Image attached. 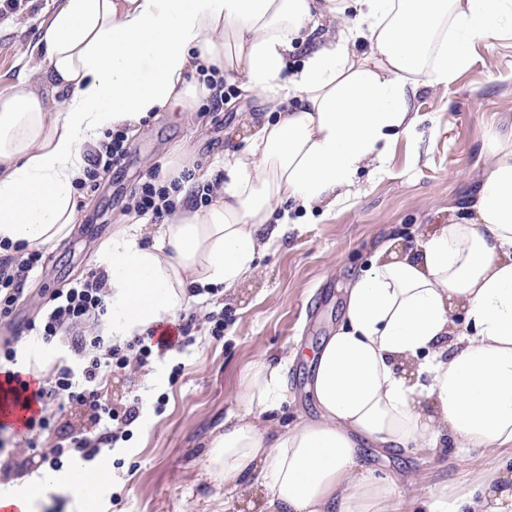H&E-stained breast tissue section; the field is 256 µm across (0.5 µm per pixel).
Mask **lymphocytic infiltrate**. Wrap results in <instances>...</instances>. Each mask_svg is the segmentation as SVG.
Masks as SVG:
<instances>
[{"label":"lymphocytic infiltrate","instance_id":"f902f5d3","mask_svg":"<svg viewBox=\"0 0 512 512\" xmlns=\"http://www.w3.org/2000/svg\"><path fill=\"white\" fill-rule=\"evenodd\" d=\"M125 131L105 132L102 150L95 152L79 182L80 189L94 190L99 181L121 170L126 155ZM182 189L180 180L161 179L159 169L147 172L142 183L134 189L127 209L137 216L150 217L159 223L179 207L178 195ZM42 255L36 251L11 252L0 255V320L12 316L22 300L29 279L39 268ZM108 312V293L104 272L92 273L88 279L75 283L67 290L51 294L46 301L40 322L34 331L42 341L50 343L68 333L71 348L80 357L82 365L73 368L58 366L51 374L39 381L31 396L37 406L28 419L29 431L37 436L53 431V421L58 413L71 407H79L90 421V432L72 437L69 444L55 443L42 450L41 458L52 467H59L64 455L72 453L83 459L97 456L102 445L112 443L122 436L125 427L140 416L143 402L135 398L123 409L112 408L103 402L97 385L103 372L112 366H148L153 350L168 351L186 343L193 330L207 324L211 335L224 333V313L213 310L205 318L196 314L180 317L177 324L165 332H149L148 336L136 337L134 342L119 346L105 343L101 336L87 335L86 322L101 320Z\"/></svg>","mask_w":512,"mask_h":512}]
</instances>
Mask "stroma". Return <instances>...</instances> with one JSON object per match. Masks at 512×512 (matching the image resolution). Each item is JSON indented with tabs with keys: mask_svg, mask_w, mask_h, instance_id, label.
I'll use <instances>...</instances> for the list:
<instances>
[{
	"mask_svg": "<svg viewBox=\"0 0 512 512\" xmlns=\"http://www.w3.org/2000/svg\"><path fill=\"white\" fill-rule=\"evenodd\" d=\"M62 4L19 0L0 13V94L32 73L35 45ZM471 53V65L454 83L418 86L412 106L421 123L390 145L382 168L358 171L355 197L309 213L291 210L292 229L259 257L255 275L228 291L192 297L188 308L200 317L223 306L222 336L200 328L183 347L153 353L148 367L103 376L101 392L114 408L135 395L147 397L148 406L96 456L107 478L90 497L67 485L48 494L40 512H259V493L227 494L209 474L210 441L227 418L244 414L243 377L264 356L287 360L281 424L317 417L307 391L312 361L344 319L350 281L369 267L380 239L413 240L445 223L449 208L471 194L490 144L512 141V34L491 44L473 38ZM275 118L264 101L239 97L228 82L217 111H166L128 129L122 170L85 194L71 234L43 249V266L14 321H0V337L39 320L46 291L65 290L100 270L113 226L136 221L125 211L130 192L149 169L172 161L173 147L188 151L194 169L216 173L225 152L244 147L251 128ZM360 456L376 474L397 480L405 512H427L426 501L442 484L469 481L483 461L478 450L462 458L364 448Z\"/></svg>",
	"mask_w": 512,
	"mask_h": 512,
	"instance_id": "stroma-1",
	"label": "stroma"
}]
</instances>
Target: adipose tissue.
I'll return each instance as SVG.
<instances>
[{"instance_id": "ef3b65f1", "label": "adipose tissue", "mask_w": 512, "mask_h": 512, "mask_svg": "<svg viewBox=\"0 0 512 512\" xmlns=\"http://www.w3.org/2000/svg\"><path fill=\"white\" fill-rule=\"evenodd\" d=\"M512 24V0H64L41 36L38 79L0 95V243L39 250L78 217L75 184L104 131L210 97L193 68L218 70L244 97L281 104L239 152L208 206L184 204L152 243L123 227L104 249L112 333L139 335L184 309L193 285L236 287L288 229L276 212L355 196L417 121L419 83L469 67V40ZM305 47L300 68L289 54ZM473 196L414 242L384 240L348 292L343 324L316 356L318 420L277 429L282 366L257 361L246 413L212 438L211 476L255 473L262 512H400L390 478L361 445L426 456L483 450L476 485L429 512H512V144L490 149ZM77 470L0 487V512H34Z\"/></svg>"}]
</instances>
